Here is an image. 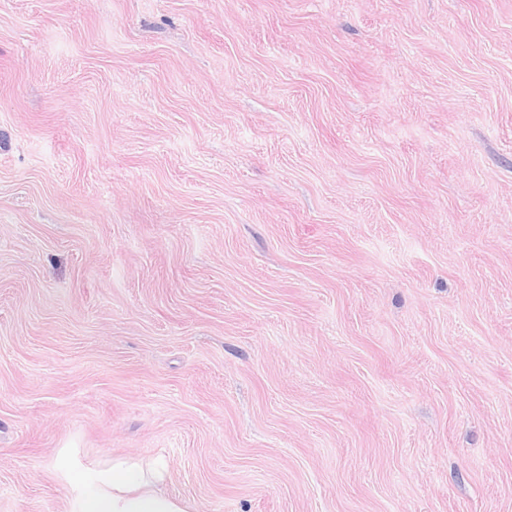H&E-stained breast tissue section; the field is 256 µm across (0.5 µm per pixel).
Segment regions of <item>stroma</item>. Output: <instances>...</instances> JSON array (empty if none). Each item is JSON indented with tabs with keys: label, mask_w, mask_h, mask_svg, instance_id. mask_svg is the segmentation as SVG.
<instances>
[{
	"label": "stroma",
	"mask_w": 512,
	"mask_h": 512,
	"mask_svg": "<svg viewBox=\"0 0 512 512\" xmlns=\"http://www.w3.org/2000/svg\"><path fill=\"white\" fill-rule=\"evenodd\" d=\"M67 444L512 512V0H0V512Z\"/></svg>",
	"instance_id": "1"
}]
</instances>
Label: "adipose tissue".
<instances>
[{"instance_id":"ef3b65f1","label":"adipose tissue","mask_w":512,"mask_h":512,"mask_svg":"<svg viewBox=\"0 0 512 512\" xmlns=\"http://www.w3.org/2000/svg\"><path fill=\"white\" fill-rule=\"evenodd\" d=\"M66 489L67 512H191L167 489L169 469L160 456H91L65 446L53 463Z\"/></svg>"}]
</instances>
